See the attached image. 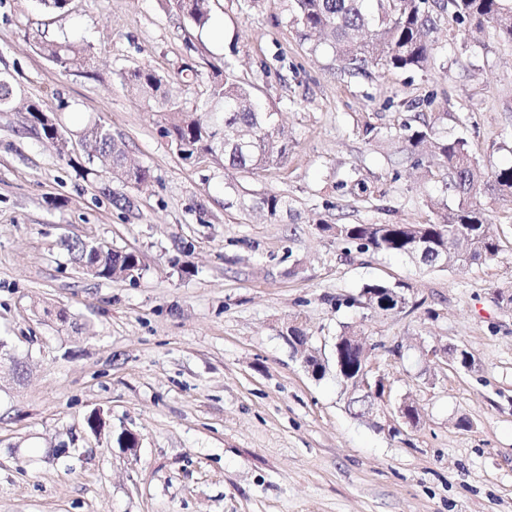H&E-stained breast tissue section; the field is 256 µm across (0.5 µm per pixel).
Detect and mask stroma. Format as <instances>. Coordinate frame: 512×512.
Masks as SVG:
<instances>
[{
	"mask_svg": "<svg viewBox=\"0 0 512 512\" xmlns=\"http://www.w3.org/2000/svg\"><path fill=\"white\" fill-rule=\"evenodd\" d=\"M39 37L95 59L60 71ZM432 38L430 70L351 77L313 52L291 0H210L203 28L167 0L65 13L0 0V73L71 131L102 124L151 172L139 189L83 177L23 113L0 111V338L27 367L0 373V512H512V196L480 197L505 235L463 271L347 253L319 229L432 219L449 193L427 150L398 161L402 125L465 138L483 168L512 163V42L449 10ZM217 66L283 124L279 167L228 172L218 152L186 163L120 80L154 69L189 110ZM242 190L288 208L242 210ZM64 237L138 253L141 270L88 276ZM373 280L408 284L413 307L346 305ZM296 323L326 358L347 324L383 342L390 399L414 400L419 423L391 435L351 414L335 369L317 378L293 356ZM449 346L471 367L449 366ZM124 430L135 451L115 444Z\"/></svg>",
	"mask_w": 512,
	"mask_h": 512,
	"instance_id": "1",
	"label": "stroma"
}]
</instances>
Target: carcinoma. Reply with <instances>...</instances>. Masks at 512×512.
I'll use <instances>...</instances> for the list:
<instances>
[{"instance_id": "1", "label": "carcinoma", "mask_w": 512, "mask_h": 512, "mask_svg": "<svg viewBox=\"0 0 512 512\" xmlns=\"http://www.w3.org/2000/svg\"><path fill=\"white\" fill-rule=\"evenodd\" d=\"M198 28L210 20L208 0H167ZM460 19L469 18L482 25H492L504 39L512 42V0H448ZM293 23L305 38L318 37L316 47L332 54L339 70L351 75L372 68L427 70L435 65V55L428 34L435 28L429 0H294ZM36 50L61 71L86 66L90 46L66 38L35 41ZM124 88L154 107L158 128L185 161L212 152L216 129L224 127V139L236 137L242 146L224 145V169L243 172L267 171L282 164L288 156V139L275 119L262 120L252 86L231 83L214 72L209 89L195 110L189 112L176 100L170 80L158 72L136 68L121 74ZM0 109L26 114L27 122L49 145L61 150L68 142V130L49 115L47 103L39 98L20 99L11 79L0 73ZM405 141L415 149L431 142L445 172L446 188L455 198L450 206L432 203L435 219L424 224H324L323 231L359 250L404 256L423 267L464 269L491 260L501 250L498 225L484 218L477 207V196L512 195V165L492 171L483 170L464 138H437L430 125L412 128L406 125ZM83 161H72L85 175L96 172L100 161L118 181L138 187L151 178L149 170L128 162L125 151L111 133L98 123L82 131ZM244 210H260L275 217L286 206L275 193L240 197ZM429 243L425 252L417 249L420 241ZM61 245L84 274L112 279L120 277L117 269L135 274L140 258L134 252H116L92 240L66 238ZM402 283L383 281L362 286L356 303L366 308L391 313L396 306L383 300L396 293L403 306L409 298L400 291ZM376 399H362L357 391L348 397V408L359 418Z\"/></svg>"}]
</instances>
